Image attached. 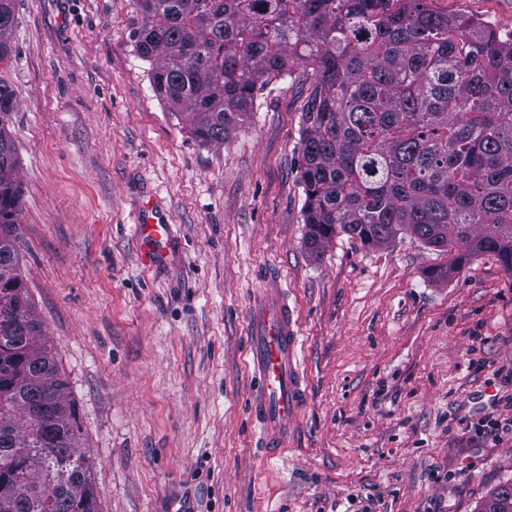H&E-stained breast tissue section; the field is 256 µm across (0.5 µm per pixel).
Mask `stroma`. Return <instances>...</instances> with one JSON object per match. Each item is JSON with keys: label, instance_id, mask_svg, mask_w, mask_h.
I'll list each match as a JSON object with an SVG mask.
<instances>
[{"label": "stroma", "instance_id": "35a3bbf8", "mask_svg": "<svg viewBox=\"0 0 512 512\" xmlns=\"http://www.w3.org/2000/svg\"><path fill=\"white\" fill-rule=\"evenodd\" d=\"M512 33V0H434ZM11 136L25 275L76 403L102 512H479L512 482V272L402 234L304 245L308 86L204 145L154 92L137 0H14ZM172 227L142 261L132 219ZM304 330L305 397L284 455L248 416L254 298Z\"/></svg>", "mask_w": 512, "mask_h": 512}]
</instances>
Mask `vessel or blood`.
<instances>
[{
  "mask_svg": "<svg viewBox=\"0 0 512 512\" xmlns=\"http://www.w3.org/2000/svg\"><path fill=\"white\" fill-rule=\"evenodd\" d=\"M143 257L154 263L171 245L170 227L157 223L151 209H142L134 224ZM247 360L255 380L248 413L266 456L287 448L304 398V376L299 355L302 329L288 296L267 291L246 318Z\"/></svg>",
  "mask_w": 512,
  "mask_h": 512,
  "instance_id": "1",
  "label": "vessel or blood"
}]
</instances>
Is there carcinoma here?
<instances>
[{"label": "carcinoma", "mask_w": 512, "mask_h": 512, "mask_svg": "<svg viewBox=\"0 0 512 512\" xmlns=\"http://www.w3.org/2000/svg\"><path fill=\"white\" fill-rule=\"evenodd\" d=\"M14 0H0V65ZM131 38L154 91L204 145L250 123L305 62V245L411 234L512 271V34L430 0H139ZM0 79V512H100L69 385L35 315L21 251L23 190ZM480 512H512V484Z\"/></svg>", "instance_id": "cac0c4a2"}]
</instances>
